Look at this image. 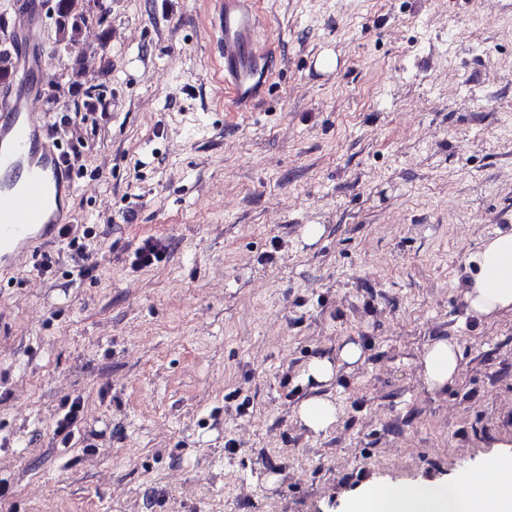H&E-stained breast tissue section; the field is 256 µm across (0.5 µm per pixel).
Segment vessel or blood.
<instances>
[{"label":"vessel or blood","instance_id":"obj_1","mask_svg":"<svg viewBox=\"0 0 512 512\" xmlns=\"http://www.w3.org/2000/svg\"><path fill=\"white\" fill-rule=\"evenodd\" d=\"M259 24L255 0H221L215 29L224 48L226 105L235 112L253 111L270 85L272 52L258 43ZM42 26L39 12L19 18L29 62L37 70L45 55ZM41 93L37 80L23 94L0 96V268L14 266L48 238L58 221L52 196L73 188L55 146L42 137L36 114Z\"/></svg>","mask_w":512,"mask_h":512}]
</instances>
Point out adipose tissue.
<instances>
[{"label":"adipose tissue","instance_id":"adipose-tissue-1","mask_svg":"<svg viewBox=\"0 0 512 512\" xmlns=\"http://www.w3.org/2000/svg\"><path fill=\"white\" fill-rule=\"evenodd\" d=\"M468 315L491 320L512 315V227L484 240L468 259L463 284ZM462 352L455 340L438 338L425 346L421 375L428 391L437 392L458 376ZM363 360L359 343H345L336 357L311 361L303 380L312 389L297 408L300 423L313 432L328 429L338 409L321 390L330 385L341 368ZM349 512H512V457L493 455L482 470L453 482L414 487L373 483L350 503Z\"/></svg>","mask_w":512,"mask_h":512}]
</instances>
